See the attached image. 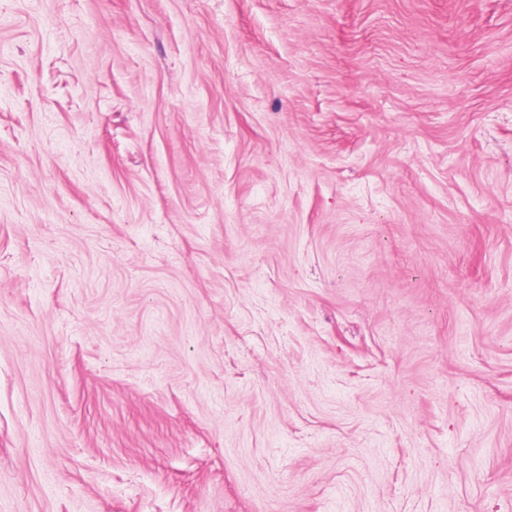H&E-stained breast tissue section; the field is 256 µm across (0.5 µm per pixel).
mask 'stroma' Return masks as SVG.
<instances>
[{
  "label": "stroma",
  "mask_w": 512,
  "mask_h": 512,
  "mask_svg": "<svg viewBox=\"0 0 512 512\" xmlns=\"http://www.w3.org/2000/svg\"><path fill=\"white\" fill-rule=\"evenodd\" d=\"M0 512H512V0H0Z\"/></svg>",
  "instance_id": "35a3bbf8"
}]
</instances>
